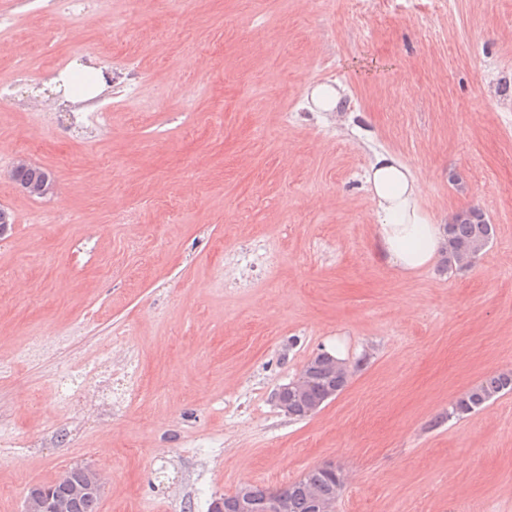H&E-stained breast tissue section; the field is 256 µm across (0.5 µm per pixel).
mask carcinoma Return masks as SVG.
Returning <instances> with one entry per match:
<instances>
[{
    "label": "carcinoma",
    "instance_id": "cac0c4a2",
    "mask_svg": "<svg viewBox=\"0 0 512 512\" xmlns=\"http://www.w3.org/2000/svg\"><path fill=\"white\" fill-rule=\"evenodd\" d=\"M446 234L445 263L451 268L455 265L461 266L482 253L493 239L494 226L486 221L480 209L470 207L454 215L447 224ZM300 378L305 384L304 394L299 398L288 396V405L293 407L294 417L302 419L308 416L309 404L322 399L328 385H333L338 393L343 391L348 383L349 371L346 367L338 365L333 372L327 366H315L308 362L304 365ZM507 391H512V372L491 374L456 399L448 416L460 417L470 414ZM341 485L340 473L316 466L308 470L302 480L284 488L269 490L253 485L251 489L259 504L279 493H284L291 502V512H312L313 491L318 490L331 498L338 495V487Z\"/></svg>",
    "mask_w": 512,
    "mask_h": 512
}]
</instances>
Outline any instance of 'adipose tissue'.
Wrapping results in <instances>:
<instances>
[{
    "mask_svg": "<svg viewBox=\"0 0 512 512\" xmlns=\"http://www.w3.org/2000/svg\"><path fill=\"white\" fill-rule=\"evenodd\" d=\"M365 180L378 216L375 241L388 262L404 275L433 262L445 246V232L423 212L419 181L410 167L391 153L379 152Z\"/></svg>",
    "mask_w": 512,
    "mask_h": 512,
    "instance_id": "ef3b65f1",
    "label": "adipose tissue"
}]
</instances>
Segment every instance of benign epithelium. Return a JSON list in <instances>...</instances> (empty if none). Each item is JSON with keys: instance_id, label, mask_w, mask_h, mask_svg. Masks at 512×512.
I'll list each match as a JSON object with an SVG mask.
<instances>
[{"instance_id": "1", "label": "benign epithelium", "mask_w": 512, "mask_h": 512, "mask_svg": "<svg viewBox=\"0 0 512 512\" xmlns=\"http://www.w3.org/2000/svg\"><path fill=\"white\" fill-rule=\"evenodd\" d=\"M19 188L31 197L45 198L55 193L56 186L49 177L19 183ZM55 484L70 490V497H58L47 487L35 485L25 497L24 512H71L72 499L84 495L101 496L103 482L95 470L76 466L55 480ZM237 512H256L251 486L245 484L236 492Z\"/></svg>"}]
</instances>
